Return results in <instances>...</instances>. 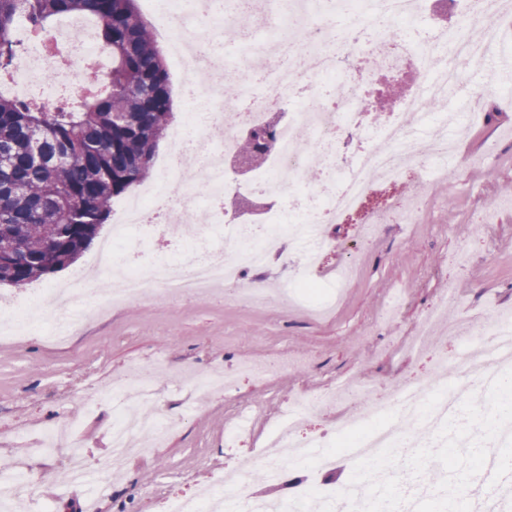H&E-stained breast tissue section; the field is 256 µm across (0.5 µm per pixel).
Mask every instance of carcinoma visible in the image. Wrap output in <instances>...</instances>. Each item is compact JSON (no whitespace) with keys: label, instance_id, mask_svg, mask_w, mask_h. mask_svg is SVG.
<instances>
[{"label":"carcinoma","instance_id":"1","mask_svg":"<svg viewBox=\"0 0 512 512\" xmlns=\"http://www.w3.org/2000/svg\"><path fill=\"white\" fill-rule=\"evenodd\" d=\"M49 32L62 16L98 22L107 86L77 104L41 107L0 93V284L25 288L72 265L113 203L152 174L173 122L158 40L135 0H0V76L24 51L14 22Z\"/></svg>","mask_w":512,"mask_h":512}]
</instances>
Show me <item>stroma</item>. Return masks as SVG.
<instances>
[{
    "mask_svg": "<svg viewBox=\"0 0 512 512\" xmlns=\"http://www.w3.org/2000/svg\"><path fill=\"white\" fill-rule=\"evenodd\" d=\"M475 66L465 80L488 96L490 112L458 139L448 177L424 184L427 209L399 224L383 225L362 242L355 222L331 225L340 248L361 246L352 286L332 315L312 320L285 306L244 307L224 293L131 304L92 317L63 343L44 335L0 340V464L28 476L34 495L20 498L25 512H163V502L192 494L222 477L225 468L265 448L274 423L296 393L342 380L365 379L391 389L411 375H424L457 342L432 354L404 349L420 317L447 304L452 317H487L512 310V78L488 83ZM492 212L481 236L472 233L474 210ZM470 248V262L442 272L446 257ZM400 300L397 316L386 312ZM288 361L280 376L259 381L235 370L243 361ZM135 363L153 368L152 387L166 438L131 459L116 478L69 485L62 479V453L41 451L46 430L73 419L75 437L88 463L111 451L117 418L107 395L113 379ZM235 374L232 397L185 386V370ZM256 408L243 446L225 445L235 409Z\"/></svg>",
    "mask_w": 512,
    "mask_h": 512,
    "instance_id": "1",
    "label": "stroma"
}]
</instances>
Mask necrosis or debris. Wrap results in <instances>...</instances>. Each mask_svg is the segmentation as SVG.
Wrapping results in <instances>:
<instances>
[{"label": "necrosis or debris", "instance_id": "1", "mask_svg": "<svg viewBox=\"0 0 512 512\" xmlns=\"http://www.w3.org/2000/svg\"><path fill=\"white\" fill-rule=\"evenodd\" d=\"M168 51L184 67L183 85L188 110L170 132L173 151L144 194L121 203L112 238L99 256L111 267L108 288L85 287V273L71 287L26 290L24 297H0V332L20 335L52 325L54 339L70 334L64 318L86 319L118 305L161 301L173 297L209 296L227 287L232 298L249 306L281 300L308 314L335 309L352 284L357 266L346 257L331 280L317 271L322 249L336 242L321 237L317 251L301 261L302 273L279 288L239 287L243 272L261 270L297 247L313 230L344 223L374 193L381 182L399 181L416 168L422 182L445 179L455 138L470 125L465 112L431 111L458 89L459 66L484 63L486 48L512 36V10L500 0H367V15H359L355 0H251V15L261 24L263 40L245 44L233 60L222 59L224 28L237 19L223 0H144ZM462 15L466 31L449 27V13ZM419 18L425 26L416 41L393 37V22ZM95 21L62 19L48 37L28 36L27 50L14 68L15 93L22 99L52 106L68 97L90 93L86 72L105 77L108 62L95 37ZM294 55L285 68L265 72V90L255 93L257 64L285 50ZM240 77L237 93L228 96L225 71ZM398 77L409 92L391 111L368 108L371 90L381 74ZM331 94H324L325 82ZM272 125L274 140L262 165L238 172L244 131ZM203 219L225 227L223 245L205 242L193 223ZM137 229L149 230L159 242L178 243L180 259L147 255ZM512 331L501 318L456 319L435 307L416 324L407 346L423 353L442 340L459 342L487 337L493 347ZM492 376L484 360L456 356L450 378L440 374L414 376L403 392L415 400L413 411L398 409L399 392L378 394L372 384L354 380L345 391L324 389L297 398L276 421L272 447L280 456H261L269 485H280L288 465L308 457L310 449L323 454L295 487L296 495L323 490V475L335 470L337 456L328 442L299 437L309 412L351 403L340 431L349 458H367L390 442L400 455L433 444L442 422L457 415L471 394L485 398ZM42 446L64 449L68 480L80 481L87 471L72 422L47 431ZM136 429L120 422L112 431V454L99 461V473L123 472L127 462L145 453ZM165 512H271L265 498L244 493L242 485L217 482L190 497L167 501Z\"/></svg>", "mask_w": 512, "mask_h": 512}]
</instances>
